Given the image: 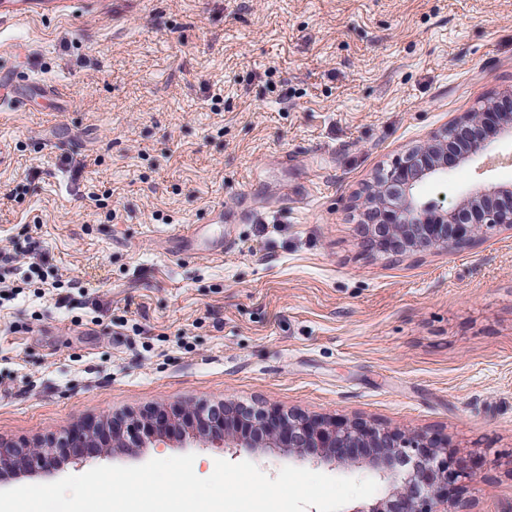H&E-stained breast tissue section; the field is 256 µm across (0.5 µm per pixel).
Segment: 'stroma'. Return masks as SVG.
<instances>
[{"label":"stroma","mask_w":512,"mask_h":512,"mask_svg":"<svg viewBox=\"0 0 512 512\" xmlns=\"http://www.w3.org/2000/svg\"><path fill=\"white\" fill-rule=\"evenodd\" d=\"M64 5L0 23V440L228 401L512 451V232L358 244L368 184L512 95V0ZM508 179L471 165L425 195ZM203 223L222 255L182 253ZM194 453L203 478L314 467ZM460 507L512 512V473L481 466Z\"/></svg>","instance_id":"35a3bbf8"}]
</instances>
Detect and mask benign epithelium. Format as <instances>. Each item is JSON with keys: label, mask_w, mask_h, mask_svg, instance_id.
<instances>
[{"label": "benign epithelium", "mask_w": 512, "mask_h": 512, "mask_svg": "<svg viewBox=\"0 0 512 512\" xmlns=\"http://www.w3.org/2000/svg\"><path fill=\"white\" fill-rule=\"evenodd\" d=\"M512 143V113L488 106L451 123L440 138L407 153L384 175L369 195L368 210L379 215L385 237L381 249L395 254L453 251L472 244L483 229L512 230V183L475 184L451 207L425 199L424 185L445 178ZM235 407L207 416L202 409L187 417L182 411L156 410L145 421L114 420L107 429L88 425L68 435V451L50 452L27 443L0 442V471L49 472L59 457L75 465L106 458L114 448H139L162 442L171 429L183 430L184 443L204 440L218 448H286L331 469L343 467L370 476L384 493L348 512H457L448 510L463 485L475 476L470 460L448 442L423 432L378 427L362 420H324L300 414L282 415L259 409L250 424L229 423Z\"/></svg>", "instance_id": "1"}]
</instances>
